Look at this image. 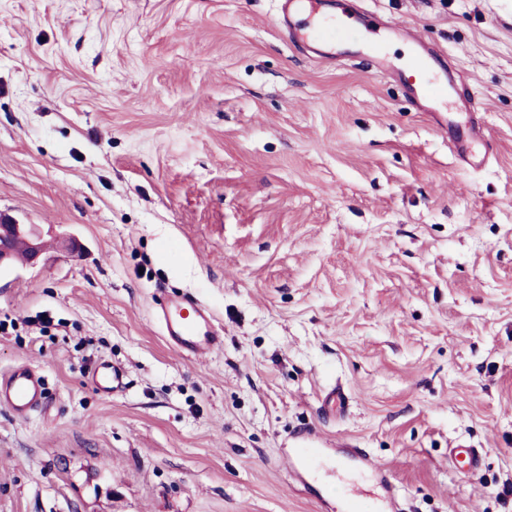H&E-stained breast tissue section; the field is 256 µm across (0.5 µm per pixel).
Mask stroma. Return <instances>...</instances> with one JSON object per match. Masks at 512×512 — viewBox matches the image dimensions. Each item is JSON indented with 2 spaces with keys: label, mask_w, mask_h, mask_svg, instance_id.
<instances>
[{
  "label": "stroma",
  "mask_w": 512,
  "mask_h": 512,
  "mask_svg": "<svg viewBox=\"0 0 512 512\" xmlns=\"http://www.w3.org/2000/svg\"><path fill=\"white\" fill-rule=\"evenodd\" d=\"M465 84L471 165L362 39L343 65L280 37L274 0H0V213L42 230L0 270V512H344L298 432L357 448L397 512H512V0H360ZM224 345L183 358L159 291ZM128 371L104 396L90 364ZM342 408H325L331 387ZM481 449L468 470L449 450ZM47 400L44 375L28 364L14 367L0 379V407L25 420ZM293 449V463L297 474L308 475L314 470L321 448L299 447Z\"/></svg>",
  "instance_id": "obj_1"
}]
</instances>
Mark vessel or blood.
<instances>
[{
    "instance_id": "1",
    "label": "vessel or blood",
    "mask_w": 512,
    "mask_h": 512,
    "mask_svg": "<svg viewBox=\"0 0 512 512\" xmlns=\"http://www.w3.org/2000/svg\"><path fill=\"white\" fill-rule=\"evenodd\" d=\"M277 25L284 41L321 42L325 48L320 56L332 62L337 58L335 41L350 33L366 35V47L376 70L389 71L390 65L383 50L379 31L359 14L336 15L319 11L315 0H277ZM428 52L412 50L406 66L398 71L399 80L407 87L421 111L432 112L436 103L449 87L454 76L447 69H433ZM482 138L479 127L469 123L461 128L460 135L451 143L456 155L472 159L474 146ZM157 316L163 324L167 341L188 357H200L221 348L223 338L218 333L209 309L189 294L161 296L156 304ZM87 381L103 395L122 393L127 385V372L119 365L100 360L94 363ZM47 400L44 375L30 365L14 367L0 378V407L6 408L16 419H26ZM319 449L299 447L293 451L295 471L299 475L314 470Z\"/></svg>"
}]
</instances>
